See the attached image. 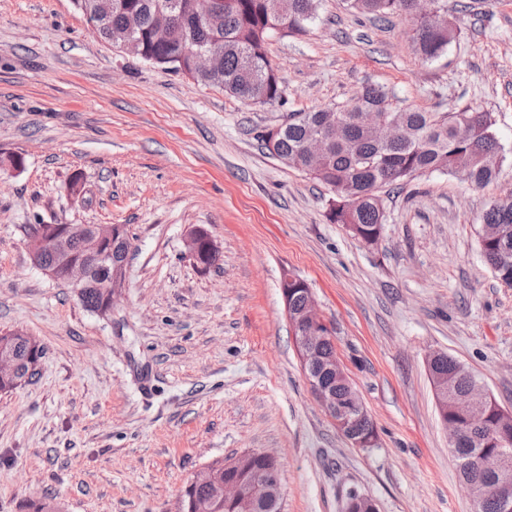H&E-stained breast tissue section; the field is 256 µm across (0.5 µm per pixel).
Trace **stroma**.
Masks as SVG:
<instances>
[{"instance_id":"35a3bbf8","label":"stroma","mask_w":512,"mask_h":512,"mask_svg":"<svg viewBox=\"0 0 512 512\" xmlns=\"http://www.w3.org/2000/svg\"><path fill=\"white\" fill-rule=\"evenodd\" d=\"M457 35L432 61L404 16L375 23L321 0L306 33L272 36L285 99L247 104L102 40L71 0H0V333L45 349L0 392V512H178L217 459L268 450L280 512H475L448 447L426 357L441 350L512 410V287L481 254L496 181L425 174L384 196L371 244L327 219L333 191L262 150L288 113L345 105L368 83L401 107L490 112L512 150V0H448ZM35 224H122L133 243L111 314L31 261ZM219 251L204 268L186 238ZM310 286L376 427L348 442L314 398L281 282Z\"/></svg>"}]
</instances>
